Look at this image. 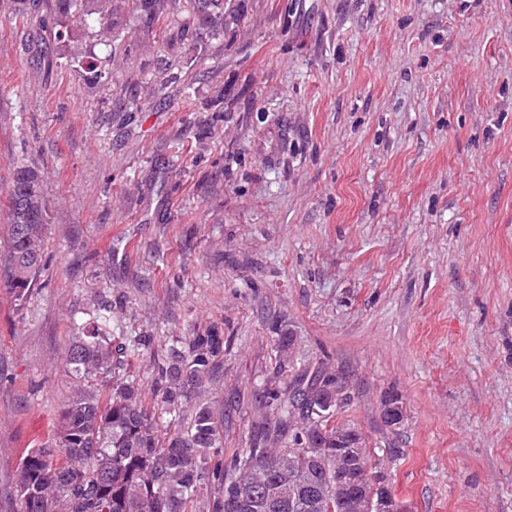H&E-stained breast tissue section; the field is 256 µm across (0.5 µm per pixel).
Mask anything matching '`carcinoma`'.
Instances as JSON below:
<instances>
[{
	"instance_id": "carcinoma-1",
	"label": "carcinoma",
	"mask_w": 512,
	"mask_h": 512,
	"mask_svg": "<svg viewBox=\"0 0 512 512\" xmlns=\"http://www.w3.org/2000/svg\"><path fill=\"white\" fill-rule=\"evenodd\" d=\"M178 7L185 28L224 13V0H52L58 38L71 27L102 26L114 38L122 9L162 22ZM7 245L0 254V285L21 299L42 262L47 226L39 175L17 167L8 191ZM224 337L213 328L171 349L160 402H194L187 426L158 434L156 419L127 375L128 353L94 318L73 327L65 366L74 385L48 444L28 450L15 477L22 512H365L378 495L364 436L336 424L326 408L339 385L327 368L304 374L278 401L273 418L252 435L250 448L224 456V426L207 398ZM283 443L268 448L271 437Z\"/></svg>"
}]
</instances>
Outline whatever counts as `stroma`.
<instances>
[{
    "mask_svg": "<svg viewBox=\"0 0 512 512\" xmlns=\"http://www.w3.org/2000/svg\"><path fill=\"white\" fill-rule=\"evenodd\" d=\"M34 2L0 0V243L18 165L47 203L35 283L0 290V512L90 315L161 428L191 407L158 364L215 327L225 453L328 366L402 512H512V0H224L186 36L120 13L109 47Z\"/></svg>",
    "mask_w": 512,
    "mask_h": 512,
    "instance_id": "obj_1",
    "label": "stroma"
}]
</instances>
